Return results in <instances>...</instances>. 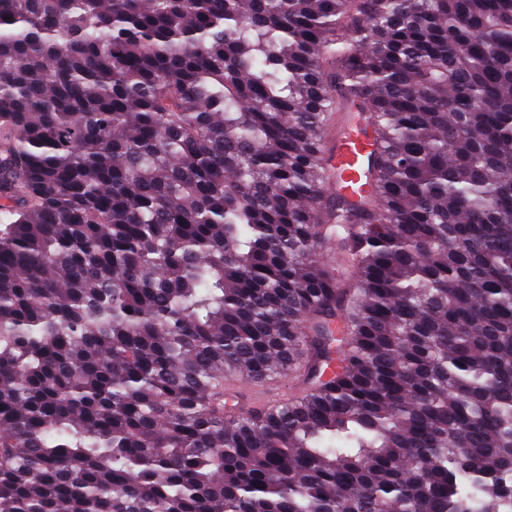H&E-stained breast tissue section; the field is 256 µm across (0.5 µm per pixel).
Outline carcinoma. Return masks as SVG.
I'll return each instance as SVG.
<instances>
[{
  "label": "carcinoma",
  "instance_id": "1",
  "mask_svg": "<svg viewBox=\"0 0 512 512\" xmlns=\"http://www.w3.org/2000/svg\"><path fill=\"white\" fill-rule=\"evenodd\" d=\"M0 224V512L512 502V0H0ZM372 138L363 136L354 118L346 121L345 129L333 149H329L326 160L332 167L345 166L346 188L364 189L369 154L372 151Z\"/></svg>",
  "mask_w": 512,
  "mask_h": 512
}]
</instances>
